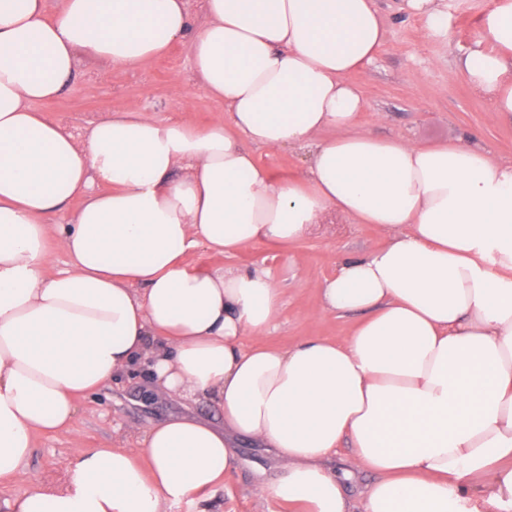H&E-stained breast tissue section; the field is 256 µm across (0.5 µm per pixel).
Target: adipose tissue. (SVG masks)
I'll use <instances>...</instances> for the list:
<instances>
[{"instance_id":"adipose-tissue-1","label":"adipose tissue","mask_w":512,"mask_h":512,"mask_svg":"<svg viewBox=\"0 0 512 512\" xmlns=\"http://www.w3.org/2000/svg\"><path fill=\"white\" fill-rule=\"evenodd\" d=\"M0 0V479L24 473L35 434H57L79 396L147 369L210 399L217 429L175 417L136 449L86 448L68 481L35 484L9 512H165L223 488L234 438L269 445L280 475L260 496L349 512L329 455L376 476L366 512H512V164L473 138L429 147L358 131L347 75L384 45L374 0ZM467 82L512 120V0L480 20ZM189 44L201 89L228 119L207 127L115 112L75 136L37 104L60 96L77 52L136 68ZM330 138H323V131ZM303 146L279 180L246 142ZM80 200L68 223L49 217ZM336 214L388 242L343 260L322 313H357L341 343L281 349V290L265 271L190 269L289 244ZM66 258L45 271L48 249Z\"/></svg>"}]
</instances>
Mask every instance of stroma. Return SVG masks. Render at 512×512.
Wrapping results in <instances>:
<instances>
[{
    "label": "stroma",
    "instance_id": "35a3bbf8",
    "mask_svg": "<svg viewBox=\"0 0 512 512\" xmlns=\"http://www.w3.org/2000/svg\"><path fill=\"white\" fill-rule=\"evenodd\" d=\"M496 0H442L448 17L446 30L430 31L424 17L409 13L406 0H375L385 29L379 56L349 80L365 101L359 129L380 138L411 140L422 145L453 143L476 136L490 157L512 162V122L498 118L490 99L474 89L457 70L475 47L492 49L479 20ZM52 121L82 132L110 112L139 109L164 121L191 119L203 127L223 116L224 104L208 96L194 73L188 43L176 44L163 57L125 70L111 62L80 56L67 90L39 104ZM256 160L285 181L304 177L308 152L299 147L271 150L252 145ZM386 235L376 225L340 218L320 224L304 238L283 246L267 242L247 247L232 257L211 255L204 249L188 252V268L227 267L263 269L281 290L277 327L267 343L288 348L330 339L341 341L358 322L355 314L321 315L320 289L347 258L365 255L381 246ZM68 433L38 434L22 480L0 479V512L4 503L22 494L30 481L48 487L66 483L60 461L79 448L136 445L138 434L172 417L189 416L215 427L224 418L206 398L169 395L138 371L79 397ZM239 465L223 489L206 502L177 504L167 512H293L288 505L260 500L256 480H274L279 460L274 449L248 439L235 442Z\"/></svg>",
    "mask_w": 512,
    "mask_h": 512
}]
</instances>
